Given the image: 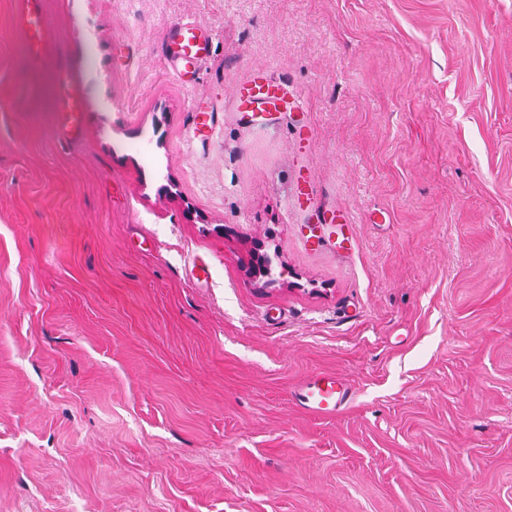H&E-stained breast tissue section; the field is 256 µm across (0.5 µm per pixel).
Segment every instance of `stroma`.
<instances>
[{
  "instance_id": "1",
  "label": "stroma",
  "mask_w": 512,
  "mask_h": 512,
  "mask_svg": "<svg viewBox=\"0 0 512 512\" xmlns=\"http://www.w3.org/2000/svg\"><path fill=\"white\" fill-rule=\"evenodd\" d=\"M23 6L0 512H512V0H40L38 57ZM184 17L214 33L188 90L159 53ZM257 70L294 98L248 122ZM321 372L356 392L333 417L293 397ZM56 112H60L59 130L62 137L76 139L80 132V102L77 91L66 80L62 81ZM194 123L191 129V137L186 139L187 146L191 147L193 143L204 145L205 140L200 137L197 132L199 126H208L210 129L215 128V120L213 111H210L200 105L194 106Z\"/></svg>"
}]
</instances>
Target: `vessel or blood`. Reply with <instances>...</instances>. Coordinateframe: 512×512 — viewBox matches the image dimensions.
<instances>
[{
    "label": "vessel or blood",
    "mask_w": 512,
    "mask_h": 512,
    "mask_svg": "<svg viewBox=\"0 0 512 512\" xmlns=\"http://www.w3.org/2000/svg\"><path fill=\"white\" fill-rule=\"evenodd\" d=\"M16 25L27 37L33 49H42L48 22L39 8V0H26L16 17ZM213 34L191 18L171 24L161 38V52L168 67L183 87H191L199 64L208 58ZM278 85L264 73L257 72L238 90V105L249 108L256 103H275ZM59 130L63 138L76 139L80 132L81 108L79 97L70 84H63L58 99ZM350 385L336 375L321 373L308 378L295 392L296 401L310 414L327 417L343 410L353 399Z\"/></svg>",
    "instance_id": "b4317fda"
}]
</instances>
